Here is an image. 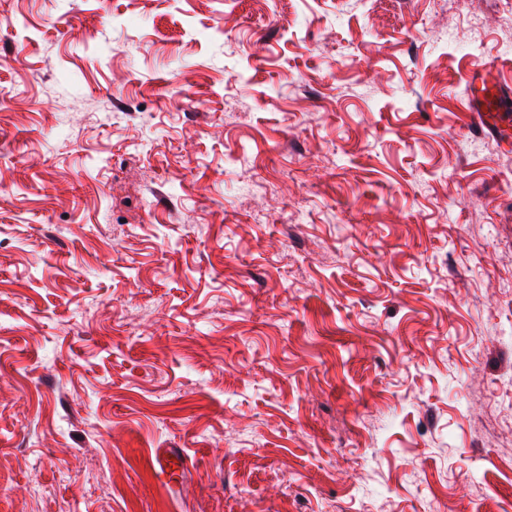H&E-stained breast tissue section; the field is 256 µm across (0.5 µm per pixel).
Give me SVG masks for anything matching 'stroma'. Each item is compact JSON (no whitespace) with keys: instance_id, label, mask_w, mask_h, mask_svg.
I'll use <instances>...</instances> for the list:
<instances>
[{"instance_id":"obj_1","label":"stroma","mask_w":512,"mask_h":512,"mask_svg":"<svg viewBox=\"0 0 512 512\" xmlns=\"http://www.w3.org/2000/svg\"><path fill=\"white\" fill-rule=\"evenodd\" d=\"M488 68L512 0H0V512H512ZM510 91L501 83H483L477 92H470L467 112H475L480 125L487 131L500 125V118L510 104ZM154 474L167 486L182 478L188 459L179 448H160L150 457Z\"/></svg>"}]
</instances>
